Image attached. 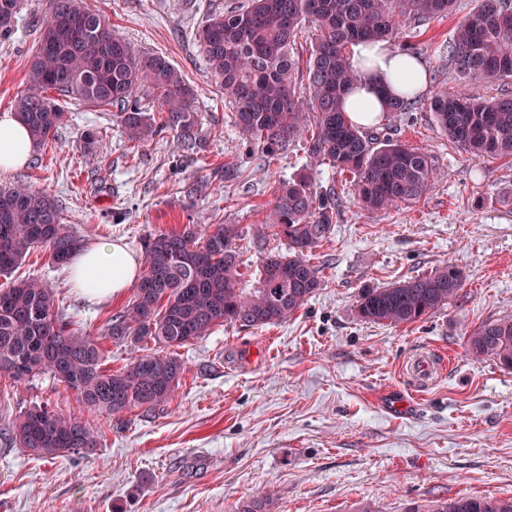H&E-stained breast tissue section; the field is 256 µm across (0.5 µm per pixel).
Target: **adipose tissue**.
Listing matches in <instances>:
<instances>
[{
	"mask_svg": "<svg viewBox=\"0 0 512 512\" xmlns=\"http://www.w3.org/2000/svg\"><path fill=\"white\" fill-rule=\"evenodd\" d=\"M354 61H367L349 94L345 110L357 124H369L380 115L386 95L403 87L405 75H412L418 91L428 84L426 67L417 59L398 52L386 43L354 45ZM31 151L29 134L11 114L0 115V170L15 171L24 167ZM142 270L138 256L121 243L106 241L79 252L72 261L71 282L88 296L100 299L123 291Z\"/></svg>",
	"mask_w": 512,
	"mask_h": 512,
	"instance_id": "ef3b65f1",
	"label": "adipose tissue"
}]
</instances>
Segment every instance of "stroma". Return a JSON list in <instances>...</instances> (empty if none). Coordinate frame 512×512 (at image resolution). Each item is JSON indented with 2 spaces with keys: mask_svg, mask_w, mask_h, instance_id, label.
Listing matches in <instances>:
<instances>
[{
  "mask_svg": "<svg viewBox=\"0 0 512 512\" xmlns=\"http://www.w3.org/2000/svg\"><path fill=\"white\" fill-rule=\"evenodd\" d=\"M115 35L159 53L198 94L201 147L181 167L177 138H126L112 110L70 106L56 140L32 151L0 188L24 182L62 204L61 221L86 243L119 241L142 253L150 235L182 224H235L246 284L262 251L283 248L255 229L284 180L310 167L335 186L339 217L313 254L322 290L288 321L259 329L216 328L179 349L186 366L167 404L114 417L85 410L51 374L16 384L0 377V422L49 403L85 418L94 451L38 458L0 444V512H235L267 493L274 512H404L409 500L512 495V369L468 354L479 324L512 316V161L477 162L451 143L431 112L392 117L395 138L433 160L432 189L418 203L368 213L328 164L308 163L300 142L274 154L247 144L206 68L196 30L245 0H84ZM474 0L414 29L411 43L432 80L428 94L464 83L448 41ZM40 0H27L14 32L0 38V114L26 90ZM94 130L95 144L83 134ZM234 168L233 180L213 172ZM204 178L198 196L186 183ZM464 275L458 296L425 321H361L356 301L444 263ZM52 284L69 316L98 335L132 297L92 300L70 270L35 251L15 272ZM406 408L390 413L386 397Z\"/></svg>",
  "mask_w": 512,
  "mask_h": 512,
  "instance_id": "35a3bbf8",
  "label": "stroma"
}]
</instances>
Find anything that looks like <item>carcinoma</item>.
<instances>
[{"instance_id":"cac0c4a2","label":"carcinoma","mask_w":512,"mask_h":512,"mask_svg":"<svg viewBox=\"0 0 512 512\" xmlns=\"http://www.w3.org/2000/svg\"><path fill=\"white\" fill-rule=\"evenodd\" d=\"M35 18L38 45L26 65L28 88L14 111L35 147L55 140L71 102L112 109L131 142L164 129L175 132L191 156L200 144L197 94L165 57L139 53L112 34L105 18L83 0H42ZM456 0H248L211 15L197 31L206 67L224 87L234 125L249 143L273 152L303 140L307 157L347 173L364 210L377 213L413 204L432 188L425 152L389 133L352 123L344 102L353 87L350 46L392 43L402 28L453 11ZM25 0H0V36L10 35ZM313 33L305 66L299 38ZM448 61L474 84L500 83V95L476 98L462 87L437 92L427 107L448 139L472 159L512 160V0H478L448 42ZM159 93L161 121L137 91ZM52 90L58 97L47 94ZM419 103L415 93L386 97L384 115ZM59 201L25 183L0 189V377L21 383L50 373L91 412L145 413L166 404L185 364L177 350L215 328L256 329L294 316L319 290L310 254L328 237L339 214L334 189H321L309 168L282 182L257 238L267 229L287 241L284 253L265 252L253 288L242 286L241 233L235 224H183L144 241L145 265L129 302L105 322L99 336L82 331L64 313L56 289L12 273L36 249L51 264L68 265L83 239L61 223ZM463 274L444 264L359 295L361 320L394 326L423 321L448 305ZM109 340L154 351L125 367H104ZM469 352L512 369V317L486 321L467 338ZM5 440L40 458L90 452L93 431L77 416L46 403L4 427ZM273 499L255 496L237 512H273ZM405 512H512V497L466 496L413 500Z\"/></svg>"}]
</instances>
